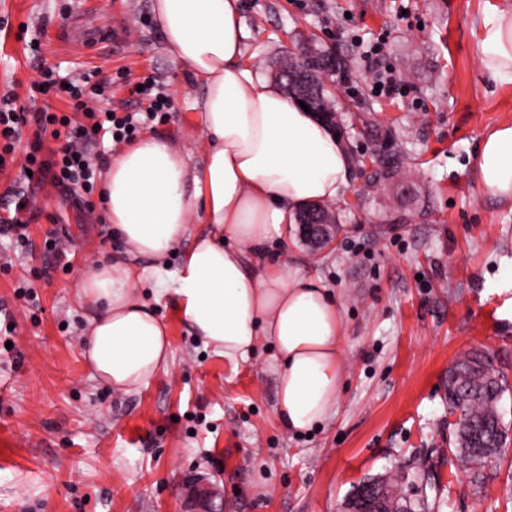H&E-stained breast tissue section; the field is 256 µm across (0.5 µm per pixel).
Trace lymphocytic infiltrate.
<instances>
[{
    "instance_id": "f902f5d3",
    "label": "lymphocytic infiltrate",
    "mask_w": 512,
    "mask_h": 512,
    "mask_svg": "<svg viewBox=\"0 0 512 512\" xmlns=\"http://www.w3.org/2000/svg\"><path fill=\"white\" fill-rule=\"evenodd\" d=\"M40 84L43 97H66L73 110L31 111L16 106L12 97L0 99V167L21 146L25 149V167L30 171L13 195V212L0 214V239H25L27 224L21 215L24 209L32 208L34 189L43 179L91 194L101 158L99 149L105 140L131 141L137 131L171 109L169 96L149 79L142 87L129 90L139 104L135 110L100 107L99 102L110 92L111 85L95 80L90 71L63 75L57 68L46 67L41 71ZM48 138L55 143L49 150L44 147Z\"/></svg>"
}]
</instances>
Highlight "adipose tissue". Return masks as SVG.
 I'll return each mask as SVG.
<instances>
[{"label":"adipose tissue","instance_id":"obj_1","mask_svg":"<svg viewBox=\"0 0 512 512\" xmlns=\"http://www.w3.org/2000/svg\"><path fill=\"white\" fill-rule=\"evenodd\" d=\"M166 51L200 80L206 159L194 169L178 143L148 135L101 174L104 217L136 259L171 284L194 336L229 362L248 361L260 340L275 348L276 415L294 432L323 426L342 386L343 317L336 295L267 246L310 204L342 198L350 155L331 128L305 112L249 61L239 0H153ZM476 52L486 74L512 84V7L485 13ZM480 186L512 203V121L485 134L473 156ZM206 231L190 235L193 216ZM176 271L165 260L174 250ZM129 264L98 261L76 282L94 316L83 354L120 393L140 391L173 359L153 303L135 294Z\"/></svg>","mask_w":512,"mask_h":512}]
</instances>
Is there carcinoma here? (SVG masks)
Instances as JSON below:
<instances>
[{
    "instance_id": "carcinoma-1",
    "label": "carcinoma",
    "mask_w": 512,
    "mask_h": 512,
    "mask_svg": "<svg viewBox=\"0 0 512 512\" xmlns=\"http://www.w3.org/2000/svg\"><path fill=\"white\" fill-rule=\"evenodd\" d=\"M331 53L317 49L301 57L285 56L280 67L303 80L288 85L286 93L293 97L303 93L311 111L317 113L330 127L343 135L345 130L337 117L336 100L326 89L323 62ZM403 170V160L395 153L379 156L378 167L365 184L376 188L396 177ZM505 387L497 374L493 355L483 349L472 350L458 358L448 368L446 395L448 414L456 417L453 426V450L450 464L461 470L477 490L484 484V469L508 440L507 428L499 413V402ZM380 494L382 512H421L425 502L415 505L398 490V481L369 479Z\"/></svg>"
}]
</instances>
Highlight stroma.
Returning <instances> with one entry per match:
<instances>
[{
	"label": "stroma",
	"mask_w": 512,
	"mask_h": 512,
	"mask_svg": "<svg viewBox=\"0 0 512 512\" xmlns=\"http://www.w3.org/2000/svg\"><path fill=\"white\" fill-rule=\"evenodd\" d=\"M512 0H241L251 63L272 77L288 48L316 38L351 68L337 87L352 156L379 147L403 155L400 177L365 191L351 173L340 230L314 249L290 227L270 248L321 276L344 315V386L330 422L311 434L286 430L275 413V353L261 343L239 365L207 353L173 299L158 315L174 353L169 373L117 393L82 354L91 318L72 287L89 262L120 257L104 240L95 206L51 183L36 188L28 241L0 244V308L15 331L0 340V512H350L354 489L399 479L427 512H512V441L486 468L481 490L450 466L448 369L474 348L489 350L507 389L512 426V208L476 181L481 136L512 120V84L485 73L477 20ZM127 45L75 56L63 36L111 29ZM384 41L383 63L403 96H377L365 79L367 47ZM97 71L115 100L133 81L163 86L173 110L149 134L205 160L193 104L202 87L168 55L152 0H0V95L28 102L42 64ZM63 251H47L50 230Z\"/></svg>",
	"instance_id": "1"
}]
</instances>
